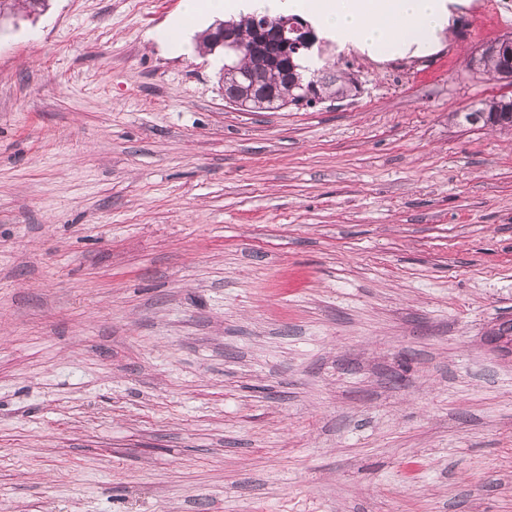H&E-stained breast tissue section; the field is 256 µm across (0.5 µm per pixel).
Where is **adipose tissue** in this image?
<instances>
[{
  "mask_svg": "<svg viewBox=\"0 0 512 512\" xmlns=\"http://www.w3.org/2000/svg\"><path fill=\"white\" fill-rule=\"evenodd\" d=\"M303 15L320 35L338 44H357L394 54L433 40L448 22L447 0H182L169 23L170 45L184 34L226 14Z\"/></svg>",
  "mask_w": 512,
  "mask_h": 512,
  "instance_id": "1",
  "label": "adipose tissue"
}]
</instances>
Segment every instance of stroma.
Returning a JSON list of instances; mask_svg holds the SVG:
<instances>
[{
    "label": "stroma",
    "mask_w": 512,
    "mask_h": 512,
    "mask_svg": "<svg viewBox=\"0 0 512 512\" xmlns=\"http://www.w3.org/2000/svg\"><path fill=\"white\" fill-rule=\"evenodd\" d=\"M181 2L0 21V512H512V0L270 112ZM500 38L487 43H483L480 46L477 51L478 56L471 58L468 63V68L470 71L476 74L487 75L499 80L501 61L499 56L496 53H493L492 49L493 43ZM504 99H510L505 102V105L512 108V96H503ZM503 105L501 98H492L488 100H480L476 104L472 105L469 112H465L460 116L459 113H453L452 117L459 118L462 117L463 121L469 123L473 126L470 118H482L484 120L494 121L497 123L498 119H502L503 121H499L498 124L500 128H512V117L509 112H504L506 106ZM485 115V116H484ZM495 119V120H494ZM496 123H493L491 126H495Z\"/></svg>",
    "instance_id": "35a3bbf8"
}]
</instances>
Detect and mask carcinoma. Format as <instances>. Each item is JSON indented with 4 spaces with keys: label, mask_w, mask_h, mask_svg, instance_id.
I'll return each mask as SVG.
<instances>
[{
    "label": "carcinoma",
    "mask_w": 512,
    "mask_h": 512,
    "mask_svg": "<svg viewBox=\"0 0 512 512\" xmlns=\"http://www.w3.org/2000/svg\"><path fill=\"white\" fill-rule=\"evenodd\" d=\"M24 2L29 13H37L46 7L47 0H0V16H8L16 9V2ZM284 16L270 18L262 14H253L229 22L225 30L228 38L243 47L236 54V59L230 64H224L222 80L224 81V96L233 101L242 97L243 89L254 88L258 91L265 90L267 94L256 98V102L249 105L254 110H278L287 106H300L313 103H322L326 100H342L353 96L357 91V83L352 78H343L324 64L311 71L303 69L298 61L310 50L302 48L285 56L282 45L270 40L265 43L264 52L278 59L274 67H248V51L253 44L254 30L258 26L265 25L269 30L280 26ZM470 71L499 78L501 61L497 54L493 53V42H487L480 46L478 55L471 58L468 63ZM454 118H462L464 122L470 119L483 118L485 120H497L502 128H512V117L505 112L502 99L492 98L480 100L472 105L470 111L463 114L454 113Z\"/></svg>",
    "instance_id": "carcinoma-1"
}]
</instances>
